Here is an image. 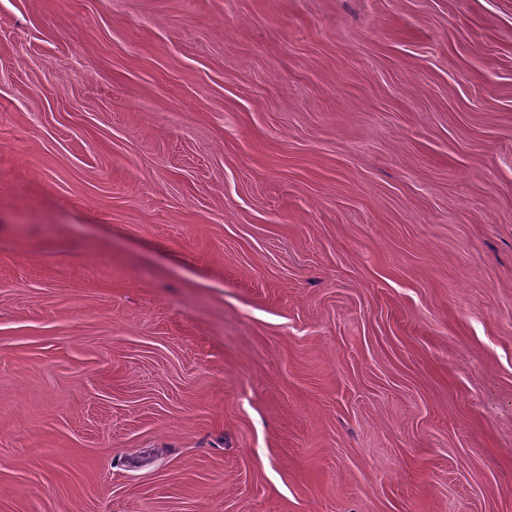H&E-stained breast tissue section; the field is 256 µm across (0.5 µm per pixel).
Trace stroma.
<instances>
[{
	"mask_svg": "<svg viewBox=\"0 0 512 512\" xmlns=\"http://www.w3.org/2000/svg\"><path fill=\"white\" fill-rule=\"evenodd\" d=\"M0 512H512V0H0Z\"/></svg>",
	"mask_w": 512,
	"mask_h": 512,
	"instance_id": "1",
	"label": "stroma"
}]
</instances>
